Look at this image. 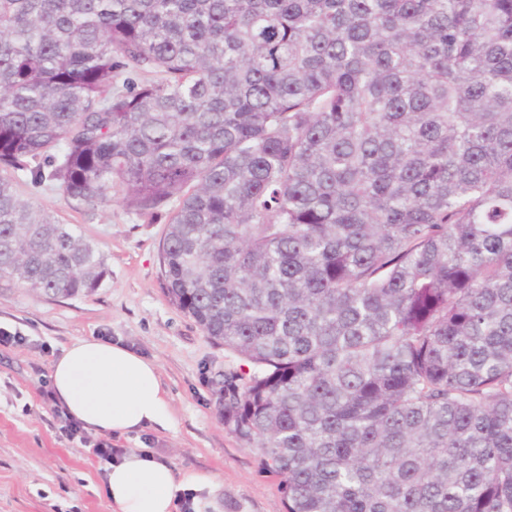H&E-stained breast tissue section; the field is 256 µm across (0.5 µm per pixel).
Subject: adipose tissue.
I'll return each instance as SVG.
<instances>
[{
    "label": "adipose tissue",
    "instance_id": "ef3b65f1",
    "mask_svg": "<svg viewBox=\"0 0 512 512\" xmlns=\"http://www.w3.org/2000/svg\"><path fill=\"white\" fill-rule=\"evenodd\" d=\"M50 386L65 411L94 433L122 437L148 428L171 430L175 421L157 365L128 348L98 339H80L63 348L52 363ZM208 476L173 469L145 448L113 463L105 493L114 512H175L179 494L198 493Z\"/></svg>",
    "mask_w": 512,
    "mask_h": 512
}]
</instances>
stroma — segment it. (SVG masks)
<instances>
[{
    "instance_id": "1",
    "label": "stroma",
    "mask_w": 512,
    "mask_h": 512,
    "mask_svg": "<svg viewBox=\"0 0 512 512\" xmlns=\"http://www.w3.org/2000/svg\"><path fill=\"white\" fill-rule=\"evenodd\" d=\"M19 197L72 225L103 258L107 275L96 291L46 297L0 288V329L23 336L0 346V512H113L104 489L108 461L68 437L41 395L54 359L78 339H106L153 360L169 393L177 427L113 439L114 447L152 449L175 475L212 478L202 491L219 512H287L277 476L265 472L256 448L224 426L222 387L247 364L207 337L173 306L164 290L159 249L169 207L141 215L121 191L94 206H75L56 188L20 178Z\"/></svg>"
}]
</instances>
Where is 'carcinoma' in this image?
<instances>
[{
    "label": "carcinoma",
    "mask_w": 512,
    "mask_h": 512,
    "mask_svg": "<svg viewBox=\"0 0 512 512\" xmlns=\"http://www.w3.org/2000/svg\"><path fill=\"white\" fill-rule=\"evenodd\" d=\"M0 168L176 203L287 512H512V0H0ZM106 275L0 175L1 283Z\"/></svg>",
    "instance_id": "obj_1"
}]
</instances>
